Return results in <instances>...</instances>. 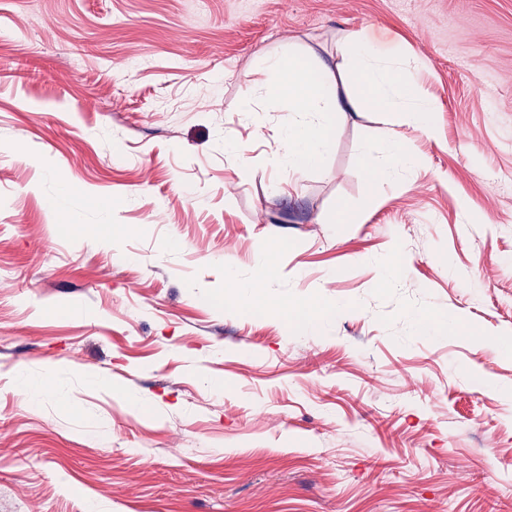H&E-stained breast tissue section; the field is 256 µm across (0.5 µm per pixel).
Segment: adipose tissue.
<instances>
[{
  "instance_id": "adipose-tissue-1",
  "label": "adipose tissue",
  "mask_w": 512,
  "mask_h": 512,
  "mask_svg": "<svg viewBox=\"0 0 512 512\" xmlns=\"http://www.w3.org/2000/svg\"><path fill=\"white\" fill-rule=\"evenodd\" d=\"M340 52L344 71L359 86L360 96L337 83L328 63L312 62L294 46L266 60L271 78L267 89L288 111L281 149L271 158L272 166L287 167L292 174L322 168L334 143L336 118L359 112L367 101L381 112L406 110L417 130L435 134L438 104L418 97L409 64L397 56H378L358 33L344 37ZM358 162L375 186L396 187L402 174L416 165L417 157L392 134L379 144L365 145Z\"/></svg>"
}]
</instances>
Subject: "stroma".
<instances>
[{
	"label": "stroma",
	"instance_id": "obj_1",
	"mask_svg": "<svg viewBox=\"0 0 512 512\" xmlns=\"http://www.w3.org/2000/svg\"><path fill=\"white\" fill-rule=\"evenodd\" d=\"M350 31L437 134L368 104L289 178L264 63ZM265 251L321 331L221 309ZM509 338L512 0H0V512H512ZM361 172L378 187H398L403 173L412 169L417 157L400 137L390 134L377 145H365L358 156Z\"/></svg>",
	"mask_w": 512,
	"mask_h": 512
}]
</instances>
